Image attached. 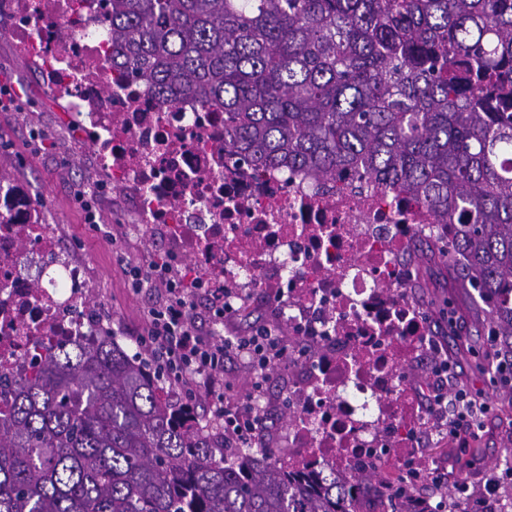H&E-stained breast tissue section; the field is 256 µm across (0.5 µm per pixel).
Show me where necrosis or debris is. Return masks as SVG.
Listing matches in <instances>:
<instances>
[{
    "instance_id": "necrosis-or-debris-1",
    "label": "necrosis or debris",
    "mask_w": 512,
    "mask_h": 512,
    "mask_svg": "<svg viewBox=\"0 0 512 512\" xmlns=\"http://www.w3.org/2000/svg\"><path fill=\"white\" fill-rule=\"evenodd\" d=\"M1 16L89 134L108 187L132 199L133 232L161 235L231 314L253 309L287 325L288 359L274 375L287 385L290 421L258 439L277 464L387 471L464 432L448 424L447 375L410 296L427 212L403 193L324 186L278 167L259 177L226 159L223 112H200L189 98L162 107L113 72L101 0H0ZM65 26L73 35L64 41ZM25 230L0 225V360L15 372L35 342L95 334L90 315L61 312L83 305L85 265L62 259L52 226ZM415 366L425 383L411 382Z\"/></svg>"
}]
</instances>
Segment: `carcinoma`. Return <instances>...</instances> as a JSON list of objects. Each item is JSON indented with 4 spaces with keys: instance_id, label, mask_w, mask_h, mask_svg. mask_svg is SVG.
Here are the masks:
<instances>
[{
    "instance_id": "cac0c4a2",
    "label": "carcinoma",
    "mask_w": 512,
    "mask_h": 512,
    "mask_svg": "<svg viewBox=\"0 0 512 512\" xmlns=\"http://www.w3.org/2000/svg\"><path fill=\"white\" fill-rule=\"evenodd\" d=\"M118 75L224 111L228 156L399 189L457 226L438 255L491 302L479 332L512 353V0H108ZM114 332L0 364V512H382L404 476L290 472L263 448L224 459L195 407Z\"/></svg>"
}]
</instances>
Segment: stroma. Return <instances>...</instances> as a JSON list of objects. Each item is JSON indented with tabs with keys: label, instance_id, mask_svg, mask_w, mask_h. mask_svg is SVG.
I'll use <instances>...</instances> for the list:
<instances>
[{
	"label": "stroma",
	"instance_id": "obj_1",
	"mask_svg": "<svg viewBox=\"0 0 512 512\" xmlns=\"http://www.w3.org/2000/svg\"><path fill=\"white\" fill-rule=\"evenodd\" d=\"M0 81L10 82L17 93L16 106L0 112V170L9 183L22 186L34 200L46 223L58 231L68 254L88 267L89 305L105 311L104 326L112 328L128 353L148 349V312L160 301L163 289L135 287L134 274H149L155 262L164 260L162 245L148 235L131 233L130 199L121 192L103 190L107 173L95 152L86 148L79 131L66 122L64 100L45 85L35 64L19 52L13 27L6 19L0 20ZM81 187L95 193V223H87L75 198ZM416 261L422 276L412 297L430 321L433 339L457 366L450 389L482 391L489 406L484 430L471 446L485 465L483 475L471 478L470 489L477 492L485 478L506 470V460L512 455V391L490 386L469 353L470 346L479 342L473 325L487 317L490 306L482 300L472 301L464 289L451 287L446 266L430 251L419 252ZM448 298L456 302L466 346L458 345L438 315V305ZM193 320L198 330L217 338L266 322L263 315L253 314L215 323L203 297L196 300Z\"/></svg>",
	"mask_w": 512,
	"mask_h": 512
}]
</instances>
